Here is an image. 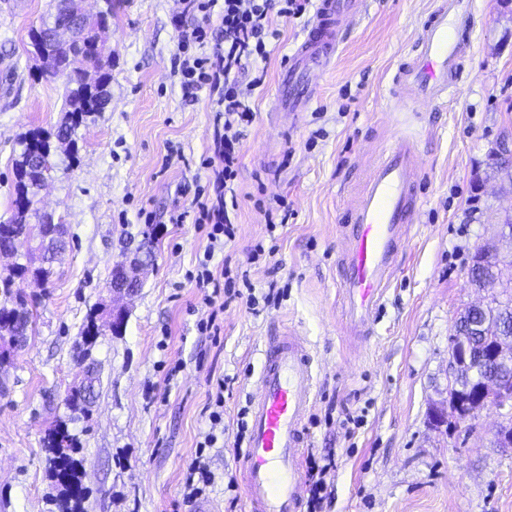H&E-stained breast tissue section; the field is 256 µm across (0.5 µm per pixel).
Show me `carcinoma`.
<instances>
[{"label": "carcinoma", "instance_id": "cac0c4a2", "mask_svg": "<svg viewBox=\"0 0 512 512\" xmlns=\"http://www.w3.org/2000/svg\"><path fill=\"white\" fill-rule=\"evenodd\" d=\"M70 18L69 3L61 0L49 19L42 21L30 33L32 54L39 60L41 71L52 78L64 79L65 115L52 136L33 132L22 143L21 152L14 162L16 197L13 214L8 222L0 223V248L8 247L13 239L31 234L42 239L51 232L65 235L64 225L53 223L52 217L45 215L36 224L29 223V217L42 183L53 170L52 148L69 151L75 144L73 136L76 129L87 115L102 111L103 102L109 94L112 49H102L100 44L104 43L103 34L112 25V0H105V8L96 16L86 19L77 36L64 49L51 38L49 31L54 25L69 23ZM90 69L97 72V78L92 82L87 81V71ZM61 249V242L51 239L43 247L39 264L30 260L17 262L9 275L0 277L1 340L16 336L19 348L26 342L33 324V305L14 290L15 279L30 276L42 282L49 281L53 274L54 256ZM478 320L483 328L471 335L476 362L483 351L495 346L498 337L512 336V311L502 312L491 306L488 311L478 315ZM100 335L97 313L93 311L80 333L82 358L90 355ZM96 382L94 368L86 366L80 380L70 389L65 399L66 406L73 412L89 411L95 398ZM75 442L64 421L57 423L44 440L45 447L52 454L49 459L52 477L64 491L62 512H74L85 494L78 463L69 454Z\"/></svg>", "mask_w": 512, "mask_h": 512}]
</instances>
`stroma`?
Wrapping results in <instances>:
<instances>
[{"instance_id": "obj_1", "label": "stroma", "mask_w": 512, "mask_h": 512, "mask_svg": "<svg viewBox=\"0 0 512 512\" xmlns=\"http://www.w3.org/2000/svg\"><path fill=\"white\" fill-rule=\"evenodd\" d=\"M0 0V222L13 211L19 140L53 132L64 112L62 79L42 75L29 35L56 0H26L25 13ZM480 22L466 80L439 109L409 117L388 109L390 72L416 48L433 0H370L343 35L322 93L304 112L274 109L278 75L307 18L271 15L280 33L266 61L246 60L242 81L266 73L250 99L252 125L240 137L235 237L210 247L204 231L172 217L195 196L215 198L216 93L184 99L174 66L182 30L194 24L183 0H114L107 43L112 79L106 107L79 127L75 150L57 152L38 195L39 214L66 225L69 244L50 287L33 280L34 333L0 367V512H60L44 438L66 420L71 455L86 489L80 512H192L183 478L211 430V389L224 393L223 433L206 449L214 476L200 496L216 512H245L238 481L237 419L249 407L265 337L298 328L319 365L305 423L308 450L331 455L321 512H512V448L497 433L512 417L488 407L462 424L436 426L431 407L447 397L448 336L458 313L512 294V283L472 288L477 246L512 214V183L490 153L512 145V0H475ZM415 132L425 204L375 314V332L345 328L338 297L351 198L394 136ZM287 212L268 229V209ZM151 234L152 260L140 289L124 299L120 333L93 350L100 382L87 414L64 399L78 381L79 332L89 312L107 318L109 273L124 261L126 235ZM230 262L255 295L276 303L253 312L224 295L205 300L198 264Z\"/></svg>"}]
</instances>
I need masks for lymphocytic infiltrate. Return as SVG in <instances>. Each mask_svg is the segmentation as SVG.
<instances>
[{
	"mask_svg": "<svg viewBox=\"0 0 512 512\" xmlns=\"http://www.w3.org/2000/svg\"><path fill=\"white\" fill-rule=\"evenodd\" d=\"M187 4L189 12L201 14L203 21L182 33L179 41L181 89L189 99L206 87L219 93L216 105L223 124L214 131V155L219 164L217 188L225 191L235 177L233 131L254 120L249 98L252 90L264 82L260 74L241 82V61L267 59L269 40L279 37L278 30L269 24L271 14L301 18L311 0H187ZM214 17L220 22L216 29L209 25Z\"/></svg>",
	"mask_w": 512,
	"mask_h": 512,
	"instance_id": "lymphocytic-infiltrate-1",
	"label": "lymphocytic infiltrate"
}]
</instances>
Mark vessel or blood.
I'll return each instance as SVG.
<instances>
[{
  "instance_id": "b4317fda",
  "label": "vessel or blood",
  "mask_w": 512,
  "mask_h": 512,
  "mask_svg": "<svg viewBox=\"0 0 512 512\" xmlns=\"http://www.w3.org/2000/svg\"><path fill=\"white\" fill-rule=\"evenodd\" d=\"M367 8L368 0H318L283 67L277 110L303 112L318 98V78L332 68L344 27ZM474 16V0H436L421 24L416 54L391 77L396 102H447L464 78L462 62L472 50ZM423 176L417 144L397 135L348 210L339 291L352 335L373 332L374 313L396 270L404 235L423 207ZM259 355L241 457L249 512H299L305 493L300 456L308 441L304 416L316 387L314 358L309 341L292 329L269 337Z\"/></svg>"
}]
</instances>
